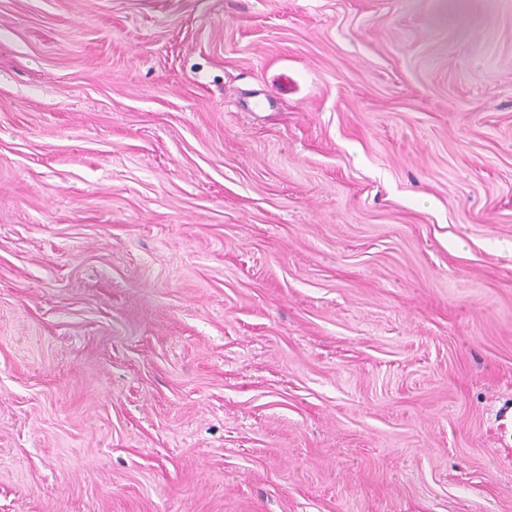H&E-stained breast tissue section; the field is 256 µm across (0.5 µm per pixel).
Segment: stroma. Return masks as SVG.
<instances>
[{"mask_svg":"<svg viewBox=\"0 0 512 512\" xmlns=\"http://www.w3.org/2000/svg\"><path fill=\"white\" fill-rule=\"evenodd\" d=\"M0 512H512V0H0Z\"/></svg>","mask_w":512,"mask_h":512,"instance_id":"1","label":"stroma"}]
</instances>
